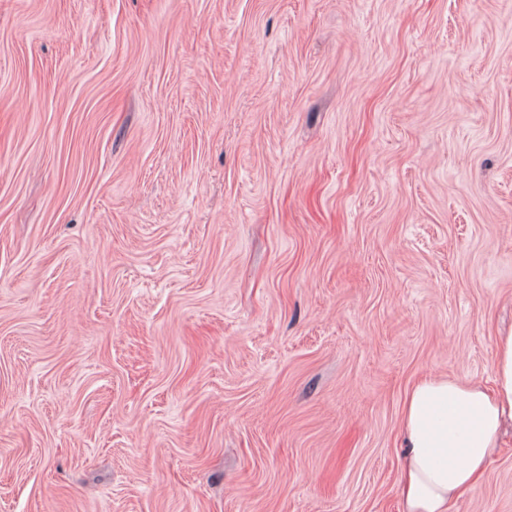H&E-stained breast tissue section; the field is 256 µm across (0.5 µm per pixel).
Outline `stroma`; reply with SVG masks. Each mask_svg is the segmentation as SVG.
<instances>
[{
  "mask_svg": "<svg viewBox=\"0 0 512 512\" xmlns=\"http://www.w3.org/2000/svg\"><path fill=\"white\" fill-rule=\"evenodd\" d=\"M511 329L512 0H0V512H400Z\"/></svg>",
  "mask_w": 512,
  "mask_h": 512,
  "instance_id": "35a3bbf8",
  "label": "stroma"
}]
</instances>
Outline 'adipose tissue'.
Instances as JSON below:
<instances>
[{
    "label": "adipose tissue",
    "mask_w": 512,
    "mask_h": 512,
    "mask_svg": "<svg viewBox=\"0 0 512 512\" xmlns=\"http://www.w3.org/2000/svg\"><path fill=\"white\" fill-rule=\"evenodd\" d=\"M512 424V332L498 336L491 386L424 376L402 408V512H452L483 480Z\"/></svg>",
    "instance_id": "adipose-tissue-1"
}]
</instances>
